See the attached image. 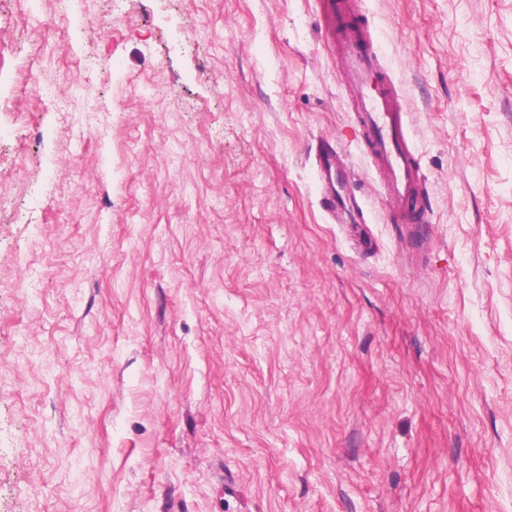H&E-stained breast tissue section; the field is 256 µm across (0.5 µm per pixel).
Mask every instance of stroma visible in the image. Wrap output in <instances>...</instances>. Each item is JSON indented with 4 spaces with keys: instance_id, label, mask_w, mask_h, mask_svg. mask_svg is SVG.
<instances>
[{
    "instance_id": "stroma-1",
    "label": "stroma",
    "mask_w": 512,
    "mask_h": 512,
    "mask_svg": "<svg viewBox=\"0 0 512 512\" xmlns=\"http://www.w3.org/2000/svg\"><path fill=\"white\" fill-rule=\"evenodd\" d=\"M361 2L415 224L330 0H0V512H512V0ZM338 1L337 52L357 108L356 145L374 161L393 218L408 221L425 192L420 160L407 141L410 114L402 103L399 87L383 71L372 49L375 33L366 24L354 21L356 2Z\"/></svg>"
}]
</instances>
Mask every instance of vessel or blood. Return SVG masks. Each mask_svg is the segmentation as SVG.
<instances>
[{
  "instance_id": "obj_1",
  "label": "vessel or blood",
  "mask_w": 512,
  "mask_h": 512,
  "mask_svg": "<svg viewBox=\"0 0 512 512\" xmlns=\"http://www.w3.org/2000/svg\"><path fill=\"white\" fill-rule=\"evenodd\" d=\"M356 12L355 0H337V52L357 108L356 145L374 161L393 217L407 221L425 190L420 160L407 141L410 114L373 49L375 33L356 21Z\"/></svg>"
}]
</instances>
